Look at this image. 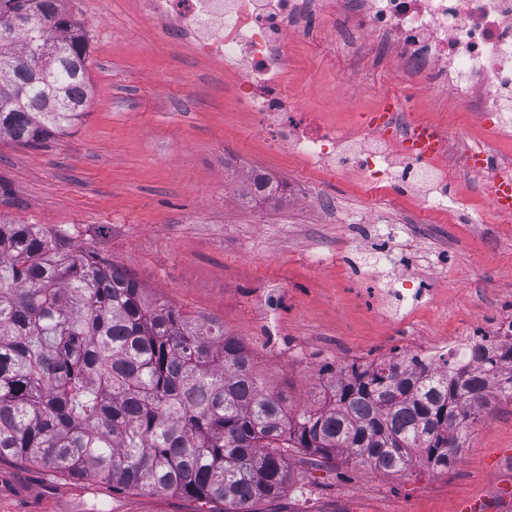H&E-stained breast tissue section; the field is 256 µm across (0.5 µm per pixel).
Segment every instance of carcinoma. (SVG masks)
Segmentation results:
<instances>
[{
    "mask_svg": "<svg viewBox=\"0 0 512 512\" xmlns=\"http://www.w3.org/2000/svg\"><path fill=\"white\" fill-rule=\"evenodd\" d=\"M66 0H0V140L37 147L85 116L88 38ZM62 230L0 218V460L87 484L258 512L292 453L371 471H446L490 397L512 398V339L438 369L351 364L294 409L224 325L151 302Z\"/></svg>",
    "mask_w": 512,
    "mask_h": 512,
    "instance_id": "cac0c4a2",
    "label": "carcinoma"
}]
</instances>
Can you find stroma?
I'll return each mask as SVG.
<instances>
[{"label":"stroma","instance_id":"35a3bbf8","mask_svg":"<svg viewBox=\"0 0 512 512\" xmlns=\"http://www.w3.org/2000/svg\"><path fill=\"white\" fill-rule=\"evenodd\" d=\"M89 41L86 116L37 147L0 141V217L65 228L73 244L135 277L147 294L223 323L252 352L266 384L301 408L326 365L418 354L495 325L512 309V216L471 174L466 148L487 142L512 160V135L488 140V121L460 102L411 87L397 63L313 22L291 37L288 89L314 125L351 137L372 113L445 127L451 154L443 210L423 214L429 187L406 181L392 142L399 194L354 174L313 175L309 196L251 208L225 198L254 172L288 178L309 164L268 149L235 99V76L143 22L136 0H68ZM402 279L418 293L392 289ZM290 480L261 512H512V399L501 397L443 473L367 471L296 454ZM222 503L83 485L42 467L0 461V512H221Z\"/></svg>","mask_w":512,"mask_h":512}]
</instances>
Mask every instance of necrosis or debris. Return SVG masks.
Returning <instances> with one entry per match:
<instances>
[{
  "mask_svg": "<svg viewBox=\"0 0 512 512\" xmlns=\"http://www.w3.org/2000/svg\"><path fill=\"white\" fill-rule=\"evenodd\" d=\"M138 14L236 73L238 102L267 144L315 159L327 179L343 176L342 149L352 171L383 182L387 139L374 129L345 139L305 132L286 83L287 40L313 17L350 45L376 38L423 92L444 89L492 114L491 136L512 128V0H139Z\"/></svg>",
  "mask_w": 512,
  "mask_h": 512,
  "instance_id": "4bbe7bcc",
  "label": "necrosis or debris"
}]
</instances>
